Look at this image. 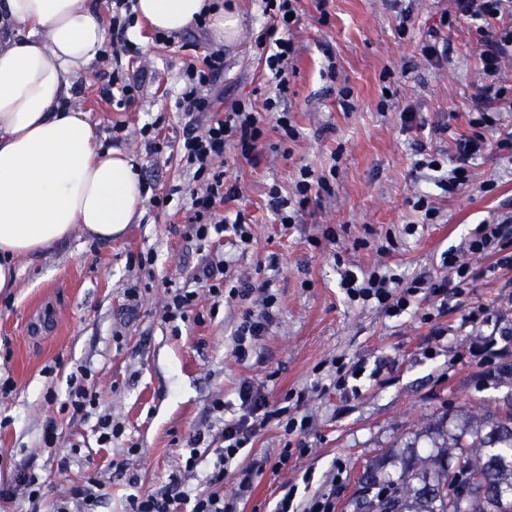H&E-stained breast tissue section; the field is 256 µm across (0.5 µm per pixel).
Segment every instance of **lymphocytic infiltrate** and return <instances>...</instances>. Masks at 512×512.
Returning <instances> with one entry per match:
<instances>
[{"instance_id":"f902f5d3","label":"lymphocytic infiltrate","mask_w":512,"mask_h":512,"mask_svg":"<svg viewBox=\"0 0 512 512\" xmlns=\"http://www.w3.org/2000/svg\"><path fill=\"white\" fill-rule=\"evenodd\" d=\"M266 23L257 38L260 57L269 74L276 81L275 95L264 97L251 95L234 100L224 111H214L210 95L212 87L224 72V51L211 48L185 64L183 86L179 94V108L184 124L178 140L163 136V126L154 121L144 124L141 133L145 146L158 155L165 149L178 148L192 179L200 191L192 197V214L189 218L193 236L201 242L219 243L224 235H231L241 244L252 240L251 226L243 215L234 221L216 217L219 205L237 200L240 190L237 184L228 182L222 166L226 146H233L248 161H256L260 155L268 130L280 133L282 140L296 139L297 130L287 112L280 105L289 90L290 80L296 74V46L293 40L294 22L287 16L297 13L299 0H263ZM512 0H454L455 17L469 20L481 37L480 64L485 82L476 98L477 116L472 120L473 132L457 140L455 153L447 159L436 154L419 160V167L434 171V184L441 194H457L469 181V165L472 160L489 148L512 152V132L500 134L496 141H489L483 130L492 126L495 118L488 100L503 98L500 84L505 61L512 57V26L502 30L491 26V18L500 17L505 5ZM325 176L301 169L292 195L282 196L278 190L268 193L269 205L283 227L295 224L299 215L310 205L313 197L329 191ZM503 237L500 225H477L464 241L461 249L441 254L440 262L446 268L443 277L404 280L390 271L381 269H344L341 286L350 301L365 304L377 303L387 313L400 315L410 307L411 296L418 290H428L431 297H447L453 283H465L471 266L470 258L498 256L502 266H512V254L503 255ZM225 266L213 260H203L194 274L196 282L207 286L215 299H248L254 292L252 283L245 280L229 282L224 277ZM277 317L276 296L265 293L259 310H244L233 332L235 353L240 360H247L255 340L264 336ZM236 404L223 398H214L212 412L224 413L233 409L232 418L225 420L215 448L216 459L207 479V487L196 493L183 490L180 475H170L168 482L156 490H142L137 478H130L131 492L127 497L126 512H239L238 501L253 492L251 468L243 464L246 448L258 432L267 426L282 428L286 434L306 431L309 417L298 414L304 394H285L277 404H270L261 388L250 382H241ZM236 477L238 490L235 496L225 497L224 481Z\"/></svg>"}]
</instances>
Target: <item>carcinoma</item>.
<instances>
[{"instance_id":"cac0c4a2","label":"carcinoma","mask_w":512,"mask_h":512,"mask_svg":"<svg viewBox=\"0 0 512 512\" xmlns=\"http://www.w3.org/2000/svg\"><path fill=\"white\" fill-rule=\"evenodd\" d=\"M435 434L443 437L444 450L425 458L421 467L415 465L418 455L409 444L397 477L384 475L378 464L365 466L358 479L363 495L357 512H459L448 493L454 467L473 485L469 512L512 510V404L476 429L458 434L438 429Z\"/></svg>"}]
</instances>
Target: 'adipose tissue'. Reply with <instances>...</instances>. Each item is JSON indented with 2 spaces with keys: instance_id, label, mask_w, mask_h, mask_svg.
Returning a JSON list of instances; mask_svg holds the SVG:
<instances>
[{
  "instance_id": "obj_1",
  "label": "adipose tissue",
  "mask_w": 512,
  "mask_h": 512,
  "mask_svg": "<svg viewBox=\"0 0 512 512\" xmlns=\"http://www.w3.org/2000/svg\"><path fill=\"white\" fill-rule=\"evenodd\" d=\"M207 0H136L151 28L186 29ZM0 291L19 259L74 233L121 236L142 217L132 158L102 148L96 126L70 108L71 89L107 40L94 0H0Z\"/></svg>"
}]
</instances>
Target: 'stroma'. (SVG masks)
I'll list each match as a JSON object with an SVG mask.
<instances>
[{
	"label": "stroma",
	"instance_id": "obj_1",
	"mask_svg": "<svg viewBox=\"0 0 512 512\" xmlns=\"http://www.w3.org/2000/svg\"><path fill=\"white\" fill-rule=\"evenodd\" d=\"M241 32L225 41L209 27L207 43L224 50L219 86L225 101L248 94L262 82L255 40L265 18L261 0H232ZM449 0H330L327 23H319L312 0L294 33L297 74L284 107L299 131L282 147L269 131L257 163L234 149L224 154L230 178L242 195L224 207L243 212L252 226L246 249L223 245L228 279L268 283L279 315L247 362L232 352V334L242 305L215 303L198 287L192 308L203 322L187 320L172 329L163 319L168 289L193 284L192 274L206 251L187 224L192 185L176 151L154 155L140 129L164 116L167 135L181 127L176 97L186 52L156 44L144 23L130 30L132 49L122 57L130 71H146L138 103L113 109L96 92L98 76L111 62L96 59L73 87L77 108L96 123L105 147L130 153L151 195L171 193L166 208L143 200L139 223L112 241L75 235L54 251L18 264L17 288L0 293V483L10 482L16 465L31 466L42 484L37 505L24 498L0 504V512H78L70 492L88 478L103 482L99 512H125L128 480L142 488L164 485L177 472L184 445L199 426L221 429L209 408L219 395L234 398L242 380L262 386L270 401L305 393L301 411L310 415L305 433L285 435L270 427L259 432L250 456L261 464L253 493L240 512H272L282 491L297 500H329L331 512H354L352 498L364 466L384 458V471H401L404 444L420 456L432 445L428 425L443 422L457 430L464 418H478L503 406L512 381L497 384L485 374L512 363V269L495 258H475L465 288L449 291L443 304L415 294L400 316L373 305L349 302L339 286L338 263L363 269L388 265L403 279L436 276L440 255L458 246L476 224L497 221L512 252V153L487 152L475 160L469 184L441 199L436 223L422 224L409 200L432 190L416 166L417 144L452 154L455 142L471 134L476 116L472 98L482 84L479 37L467 22L444 29L448 62L434 67L417 47L450 9ZM411 22L400 32V11ZM350 88L353 109L339 92ZM392 98L380 106L382 89ZM418 112L423 131L403 129L404 109ZM126 124L118 139L109 130ZM327 174L331 194L311 204L298 224L282 228L267 204L270 189L290 195L301 168ZM151 254L145 267L131 264ZM143 283L138 306L124 291ZM218 314H211V307ZM378 368L362 376L358 392L312 387L332 360ZM90 370L98 395L92 414H57L67 380L77 368ZM57 416L54 447L43 430ZM107 415L120 430L111 444L96 441V423ZM303 453L287 466L277 460L284 444Z\"/></svg>",
	"mask_w": 512,
	"mask_h": 512
}]
</instances>
